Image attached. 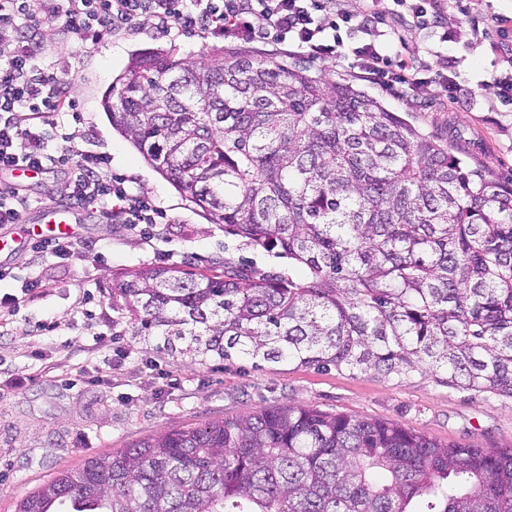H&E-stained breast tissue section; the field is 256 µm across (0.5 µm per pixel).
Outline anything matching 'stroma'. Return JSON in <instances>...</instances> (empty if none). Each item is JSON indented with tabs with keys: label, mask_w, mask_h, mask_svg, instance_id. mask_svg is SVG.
Returning a JSON list of instances; mask_svg holds the SVG:
<instances>
[{
	"label": "stroma",
	"mask_w": 512,
	"mask_h": 512,
	"mask_svg": "<svg viewBox=\"0 0 512 512\" xmlns=\"http://www.w3.org/2000/svg\"><path fill=\"white\" fill-rule=\"evenodd\" d=\"M510 12L512 0H448L438 25L457 35L448 51L454 104L435 82L419 85L412 100H401L358 75L349 56L311 68L326 81L352 82L407 113L451 153L507 183L512 102L480 85L491 72H512V58L485 31L492 16ZM66 40L77 53L72 75L91 126V149L110 154L113 171L133 176L171 222L145 235L86 220L74 242L79 249L94 244L86 260L34 261L26 251L9 258L13 277L0 283V294L18 292L35 276L54 287L14 312H0V512H16L23 498L57 472L78 471L88 458L163 430L283 404L391 420L445 442L512 446V399L450 388L427 373L402 379L285 363L257 369L241 360L180 357L129 335L125 319L112 309V287L132 269L166 265L220 273L230 260L284 273L288 262L225 236L222 225L206 219L113 130L104 111V93L131 51L174 46L189 66L199 55L225 48V41L185 32L156 36L147 24L134 34H107L93 45L74 34Z\"/></svg>",
	"instance_id": "35a3bbf8"
}]
</instances>
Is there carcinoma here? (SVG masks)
I'll return each mask as SVG.
<instances>
[{"instance_id": "1", "label": "carcinoma", "mask_w": 512, "mask_h": 512, "mask_svg": "<svg viewBox=\"0 0 512 512\" xmlns=\"http://www.w3.org/2000/svg\"><path fill=\"white\" fill-rule=\"evenodd\" d=\"M177 55L132 54L105 96L112 127L290 273L144 266L112 289L131 335L512 399V183L300 62ZM17 512H512V448L282 405L89 458Z\"/></svg>"}]
</instances>
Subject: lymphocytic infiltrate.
I'll use <instances>...</instances> for the list:
<instances>
[{"mask_svg": "<svg viewBox=\"0 0 512 512\" xmlns=\"http://www.w3.org/2000/svg\"><path fill=\"white\" fill-rule=\"evenodd\" d=\"M438 7V0H366L356 21L338 0H0V173L22 166L63 173L62 204L98 224L134 229L169 221L129 176L113 172L109 155L71 132L82 120L77 83L62 49L44 41L42 20L84 42L147 19L163 35L175 29L240 43L272 39L320 62L348 52L361 72L407 99L428 71L451 88L448 56L433 51L430 64L404 58V35L381 24L402 16L425 30ZM345 28L363 41H344Z\"/></svg>", "mask_w": 512, "mask_h": 512, "instance_id": "lymphocytic-infiltrate-1", "label": "lymphocytic infiltrate"}]
</instances>
